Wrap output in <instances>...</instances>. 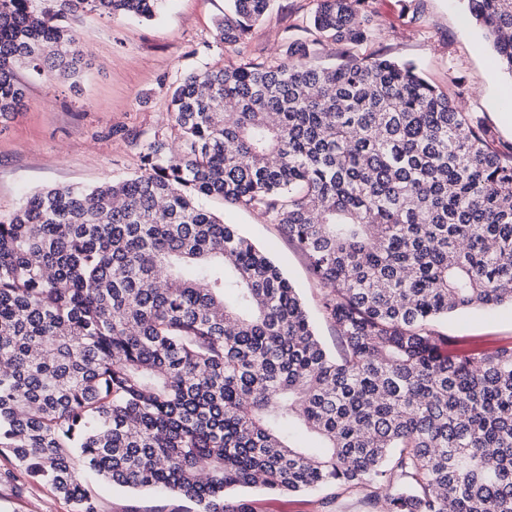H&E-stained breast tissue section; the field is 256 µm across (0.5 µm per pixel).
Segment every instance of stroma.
<instances>
[{
    "instance_id": "stroma-1",
    "label": "stroma",
    "mask_w": 512,
    "mask_h": 512,
    "mask_svg": "<svg viewBox=\"0 0 512 512\" xmlns=\"http://www.w3.org/2000/svg\"><path fill=\"white\" fill-rule=\"evenodd\" d=\"M227 0H168L154 20L83 13L74 24L86 64L72 77L16 69L25 105L0 118V213L8 214L43 189L90 187L138 172L140 155L169 127L168 88L204 66L276 61L285 39L310 36L317 0H272L248 38L222 50L213 46L215 21ZM375 35L351 53L329 45L312 60L334 66L349 58L383 56L417 64L421 76L481 119L499 148L512 147V77L495 63L483 31L463 0H370ZM207 209L237 225L265 248L300 290L328 348L336 330L320 316L322 289L304 255L266 215L206 199ZM449 336L488 348L512 341V307L470 310L449 318ZM99 512H196L190 501L129 491L95 480ZM324 490L243 498L250 512H368L364 495L346 493L324 504ZM0 512H76L50 485L20 473L9 453L0 454Z\"/></svg>"
}]
</instances>
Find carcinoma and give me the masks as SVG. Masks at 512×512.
Masks as SVG:
<instances>
[{
    "label": "carcinoma",
    "mask_w": 512,
    "mask_h": 512,
    "mask_svg": "<svg viewBox=\"0 0 512 512\" xmlns=\"http://www.w3.org/2000/svg\"><path fill=\"white\" fill-rule=\"evenodd\" d=\"M166 0H0V116L15 73L85 64L66 20ZM215 44L270 0H228ZM512 74V0H466ZM318 0L279 62L183 75L173 139L140 171L0 215V448L98 512L88 479L248 512L244 489L368 488L374 512H512V343L448 353L441 320L512 306V147L409 61L309 62L372 34ZM217 197L268 216L323 289L337 351Z\"/></svg>",
    "instance_id": "obj_1"
}]
</instances>
